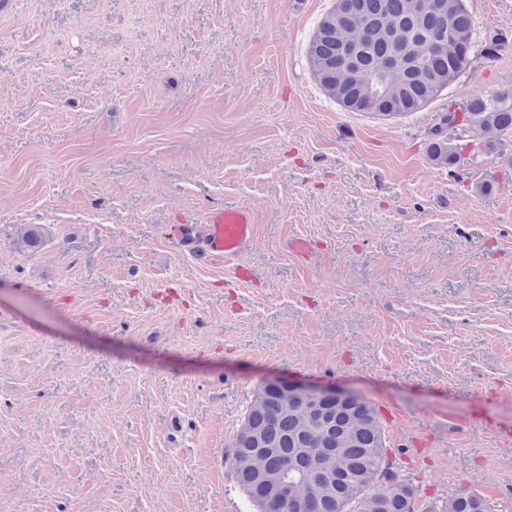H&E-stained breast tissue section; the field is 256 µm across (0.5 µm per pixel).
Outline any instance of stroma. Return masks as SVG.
<instances>
[{"mask_svg": "<svg viewBox=\"0 0 512 512\" xmlns=\"http://www.w3.org/2000/svg\"><path fill=\"white\" fill-rule=\"evenodd\" d=\"M334 4L0 7V512H256L230 450L273 376L369 400L416 512H512V132L438 127L512 88V0H466L504 50L398 117L317 84ZM226 206L239 264L182 255ZM463 147L449 146L448 143L437 140L431 143L429 156L432 161L452 166L458 163ZM255 224L256 216L250 208H213L200 224L181 225L177 240L182 251L195 259L221 257L234 263L251 242ZM426 512H491V507L481 496L462 491L435 502Z\"/></svg>", "mask_w": 512, "mask_h": 512, "instance_id": "obj_1", "label": "stroma"}]
</instances>
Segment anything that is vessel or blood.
Returning a JSON list of instances; mask_svg holds the SVG:
<instances>
[{
    "instance_id": "obj_1",
    "label": "vessel or blood",
    "mask_w": 512,
    "mask_h": 512,
    "mask_svg": "<svg viewBox=\"0 0 512 512\" xmlns=\"http://www.w3.org/2000/svg\"><path fill=\"white\" fill-rule=\"evenodd\" d=\"M255 224L256 216L250 208H213L200 223L181 225L177 240L182 251L196 259L221 257L233 263L251 242Z\"/></svg>"
}]
</instances>
